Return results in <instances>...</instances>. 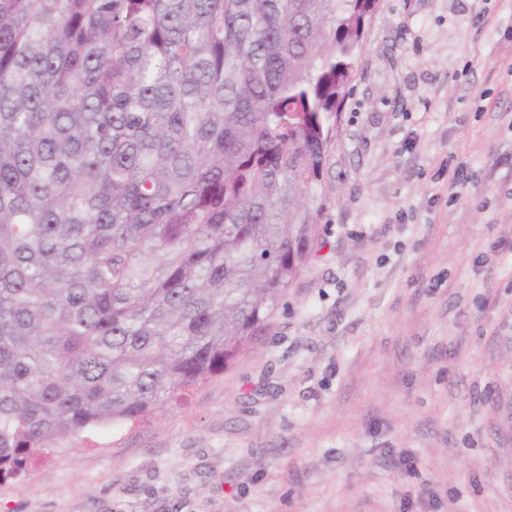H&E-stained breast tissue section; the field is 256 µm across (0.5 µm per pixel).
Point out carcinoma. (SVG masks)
Wrapping results in <instances>:
<instances>
[{"instance_id": "carcinoma-1", "label": "carcinoma", "mask_w": 512, "mask_h": 512, "mask_svg": "<svg viewBox=\"0 0 512 512\" xmlns=\"http://www.w3.org/2000/svg\"><path fill=\"white\" fill-rule=\"evenodd\" d=\"M377 2L0 0V479L269 331Z\"/></svg>"}]
</instances>
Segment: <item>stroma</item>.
Wrapping results in <instances>:
<instances>
[{"label": "stroma", "instance_id": "35a3bbf8", "mask_svg": "<svg viewBox=\"0 0 512 512\" xmlns=\"http://www.w3.org/2000/svg\"><path fill=\"white\" fill-rule=\"evenodd\" d=\"M349 88L267 335L0 512H512V0H379Z\"/></svg>", "mask_w": 512, "mask_h": 512}]
</instances>
